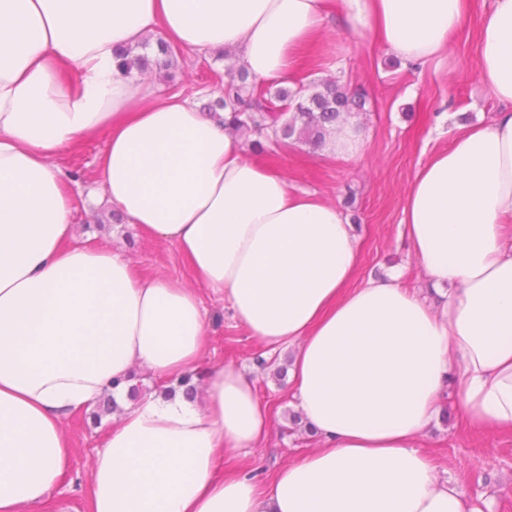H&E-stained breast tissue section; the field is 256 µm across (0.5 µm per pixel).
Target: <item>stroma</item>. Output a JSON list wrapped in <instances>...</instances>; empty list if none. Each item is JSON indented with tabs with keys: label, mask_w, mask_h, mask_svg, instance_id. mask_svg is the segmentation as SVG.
<instances>
[{
	"label": "stroma",
	"mask_w": 512,
	"mask_h": 512,
	"mask_svg": "<svg viewBox=\"0 0 512 512\" xmlns=\"http://www.w3.org/2000/svg\"><path fill=\"white\" fill-rule=\"evenodd\" d=\"M492 0H473V11L441 60L412 66L394 61L391 54L365 37L351 33L339 16H332L321 39L310 45L296 70L293 83L313 84L332 78L340 84L365 89L372 106L361 115L367 135L361 158L331 160L322 151L292 141L275 162L293 186L314 192L334 204L355 227L361 250L360 280L379 278L400 268L404 284L421 287L423 273L402 239L403 198L419 165L437 150L447 149L457 124L490 122L499 105L478 79V53L474 29ZM175 80H164V90L181 92L197 105L220 96L224 63L215 57L189 58L175 68ZM95 140L64 154L60 163L79 176L73 189L77 220L86 238L118 246L134 270L145 277H161L194 287V276L176 247L142 234L135 226L90 215L82 205L96 189L95 157L102 148ZM211 321L209 350L199 365L207 372L234 365L255 376L258 393L272 408L271 433L264 445L248 449L243 462L248 473L265 479L280 466L314 448L315 442L289 415L295 407L287 381L258 375L255 359L265 348L235 320L223 302L202 292ZM446 420H435L424 439L425 451L437 463L439 474L458 481L473 498L492 499L495 512H512V430L485 431L461 424L453 395H445ZM64 431L74 444L71 470L52 493L73 512H85V486L89 465L103 445L104 426L89 413L65 420ZM236 460L224 462L225 470Z\"/></svg>",
	"instance_id": "obj_1"
}]
</instances>
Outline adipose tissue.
Here are the masks:
<instances>
[{
	"mask_svg": "<svg viewBox=\"0 0 512 512\" xmlns=\"http://www.w3.org/2000/svg\"><path fill=\"white\" fill-rule=\"evenodd\" d=\"M471 0H0V512H44L70 471L63 423L115 396L89 467L88 512H493L441 477L420 442L453 387L468 424L512 429V0L475 40L500 105L459 125L415 173L401 225L427 286L358 281L352 224L247 155L223 119L128 78L144 40L290 76L331 12L405 62L447 52ZM105 135L95 177L126 223L174 244L196 287L136 276L79 235L57 163ZM271 349L314 450L266 481L225 473L262 445L271 410L235 366L183 393L125 400L129 379L197 371L199 288Z\"/></svg>",
	"mask_w": 512,
	"mask_h": 512,
	"instance_id": "adipose-tissue-1",
	"label": "adipose tissue"
}]
</instances>
